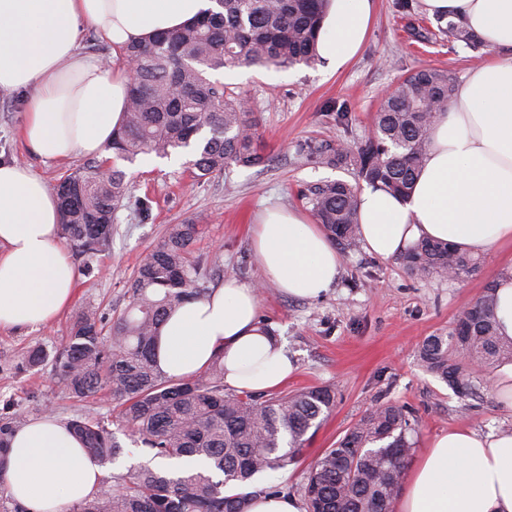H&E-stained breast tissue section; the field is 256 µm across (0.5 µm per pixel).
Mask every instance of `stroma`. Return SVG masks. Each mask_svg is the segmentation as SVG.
Instances as JSON below:
<instances>
[{
  "instance_id": "1",
  "label": "stroma",
  "mask_w": 512,
  "mask_h": 512,
  "mask_svg": "<svg viewBox=\"0 0 512 512\" xmlns=\"http://www.w3.org/2000/svg\"><path fill=\"white\" fill-rule=\"evenodd\" d=\"M412 5L407 15L397 9L396 0H374L366 42L342 68L318 60L287 69L241 66L215 72L216 80L248 99L256 143L266 164L234 165L198 179L181 161L149 165L141 158L132 163L116 160V167L130 180L133 201L118 210L107 251L92 258L71 254L78 273L72 304L47 326L0 328V414L17 411L32 420L47 405L60 418L78 411L79 403L68 398L52 365L22 369L26 351L40 346L56 352L77 313L88 304L98 308L106 322H113L126 307L130 281L151 246L172 226L192 222L199 226L190 246L192 256H221L219 266L211 270L209 287L228 279L258 284L259 315L298 365L282 392L336 386V405L302 456L263 474L261 486L301 495L314 461L383 403L410 411L419 453L453 428L487 434L512 426V410L494 387L496 369L481 373L487 384L482 397L464 402L447 384L425 372L417 358V346L426 336L449 330L462 307L512 266L511 244L484 253L480 272L459 280L418 279L398 259L382 260L361 247L345 250L336 283L321 297L307 300L283 295L253 259L251 228L263 206L275 203L302 210L306 204L300 193L310 185L352 177L347 170L312 164L299 153L300 144L360 143L372 131L382 94L405 74L433 67L460 80L493 57L487 46L475 51L461 42L416 41L409 25L425 12L420 0ZM341 108L347 112L343 123L337 119ZM22 111L21 94L0 95V161L28 166L48 185H56L83 160L47 165L31 155L16 134ZM138 198L149 199V218L138 214L134 206ZM111 429L123 453L102 464L107 482L151 458L121 424H112Z\"/></svg>"
}]
</instances>
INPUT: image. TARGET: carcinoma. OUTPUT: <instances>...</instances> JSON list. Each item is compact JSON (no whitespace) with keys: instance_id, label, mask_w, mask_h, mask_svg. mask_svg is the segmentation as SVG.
Instances as JSON below:
<instances>
[{"instance_id":"obj_1","label":"carcinoma","mask_w":512,"mask_h":512,"mask_svg":"<svg viewBox=\"0 0 512 512\" xmlns=\"http://www.w3.org/2000/svg\"><path fill=\"white\" fill-rule=\"evenodd\" d=\"M218 10L177 31L137 43L122 53L137 63L130 79L124 120L110 148L119 158L194 155L188 164L201 179L231 165L265 162L254 146L250 107L240 94L210 78L240 66L290 68L318 59L316 43L328 0H215ZM428 41L438 34L474 48L481 40L463 26L442 20L436 30L410 25ZM455 79L443 70L406 75L397 91L381 99L370 136L356 146L344 141L306 143L300 152L315 163L353 166L358 179L381 183L399 195L411 193L437 113L447 110ZM102 162L90 161L55 185L63 223L60 234L88 257L112 244V224L130 199L126 174L114 167L100 176ZM359 186L336 179L317 183L304 199L333 243L356 245ZM198 225L180 224L155 243L141 261L127 293L129 303L103 334L94 309L72 324L55 353V375L68 394L87 401L97 395L118 404L120 422L153 457L181 460L203 456L223 474L201 472L169 477L143 466L120 477L117 487L100 484L93 495L66 512H247L255 497L271 494L257 487V475L298 458L311 429L336 402L332 386L305 388L264 398L224 389V357L219 355L190 379H173L156 363V343L165 316L209 291L204 260L189 249ZM400 263L413 276L468 277L481 259L439 241L421 240ZM497 297L488 283L446 332L426 337L418 357L426 371L448 384L461 399H477V369L512 359V340L496 322ZM63 423L98 463L114 459L122 446L94 408L75 412ZM26 416L0 417V456L10 447ZM409 416L395 404H382L359 420L314 462L303 491L308 512H373L399 495L414 451Z\"/></svg>"}]
</instances>
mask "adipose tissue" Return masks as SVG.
I'll list each match as a JSON object with an SVG mask.
<instances>
[{"instance_id": "1", "label": "adipose tissue", "mask_w": 512, "mask_h": 512, "mask_svg": "<svg viewBox=\"0 0 512 512\" xmlns=\"http://www.w3.org/2000/svg\"><path fill=\"white\" fill-rule=\"evenodd\" d=\"M429 15L461 19L495 57L457 87L428 135L409 196L370 185L359 194L365 249L391 259L420 238L482 253L512 244V0H422ZM214 0H0V95L24 92L20 138L46 163L111 159L129 74L79 49L92 29L113 54L173 32L214 8ZM372 0H329L317 50L342 67L363 48ZM57 197L30 167L0 161V328L51 324L71 302L75 270L59 238ZM258 266L297 298L326 293L342 258L305 212L270 206L252 231ZM224 358V386L264 393L295 366L258 317V287L227 280L167 315L156 359L188 379ZM101 472L55 417L17 431L0 471L30 512H65L96 491ZM396 512H512V432L451 430L433 439L408 472Z\"/></svg>"}]
</instances>
